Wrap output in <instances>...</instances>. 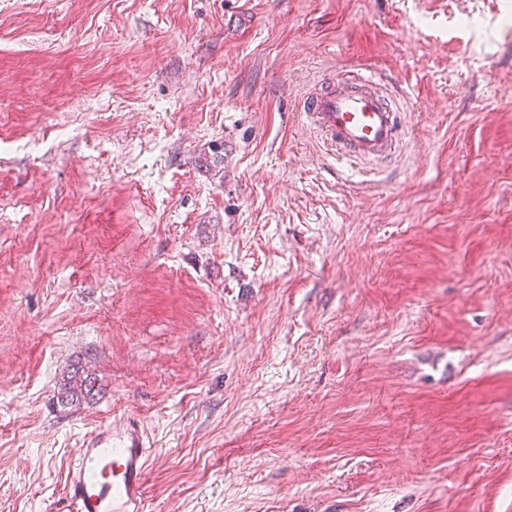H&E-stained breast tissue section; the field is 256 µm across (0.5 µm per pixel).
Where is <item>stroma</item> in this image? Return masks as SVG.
I'll use <instances>...</instances> for the list:
<instances>
[{"label":"stroma","instance_id":"obj_1","mask_svg":"<svg viewBox=\"0 0 512 512\" xmlns=\"http://www.w3.org/2000/svg\"><path fill=\"white\" fill-rule=\"evenodd\" d=\"M132 419L146 512H512V0H0V512ZM302 110L337 163L377 164L405 139L402 113L372 72L337 74L330 89L309 93ZM96 379L82 367H75L63 379L57 390V400L61 404H73L94 399Z\"/></svg>","mask_w":512,"mask_h":512}]
</instances>
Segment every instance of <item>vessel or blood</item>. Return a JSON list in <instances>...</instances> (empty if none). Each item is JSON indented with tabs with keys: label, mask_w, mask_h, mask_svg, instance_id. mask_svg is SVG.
<instances>
[{
	"label": "vessel or blood",
	"mask_w": 512,
	"mask_h": 512,
	"mask_svg": "<svg viewBox=\"0 0 512 512\" xmlns=\"http://www.w3.org/2000/svg\"><path fill=\"white\" fill-rule=\"evenodd\" d=\"M302 110L338 163H379L402 144L401 112L372 72L337 74L309 93ZM150 450L140 424L87 433L68 471L63 496L71 512H144Z\"/></svg>",
	"instance_id": "obj_1"
}]
</instances>
